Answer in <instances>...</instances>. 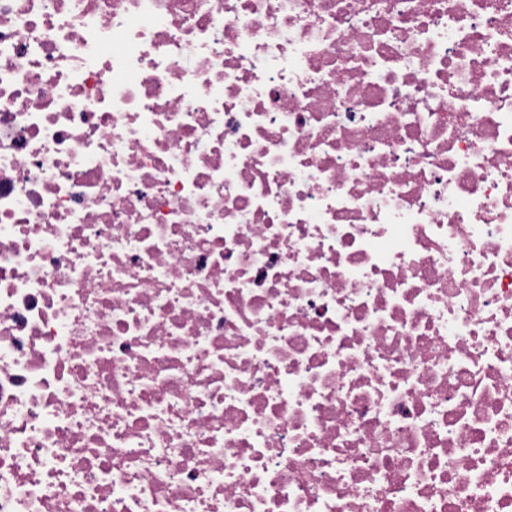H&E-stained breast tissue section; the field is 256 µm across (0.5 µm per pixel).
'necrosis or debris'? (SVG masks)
Wrapping results in <instances>:
<instances>
[{
    "mask_svg": "<svg viewBox=\"0 0 512 512\" xmlns=\"http://www.w3.org/2000/svg\"><path fill=\"white\" fill-rule=\"evenodd\" d=\"M0 512H512V0H0Z\"/></svg>",
    "mask_w": 512,
    "mask_h": 512,
    "instance_id": "4bbe7bcc",
    "label": "necrosis or debris"
}]
</instances>
